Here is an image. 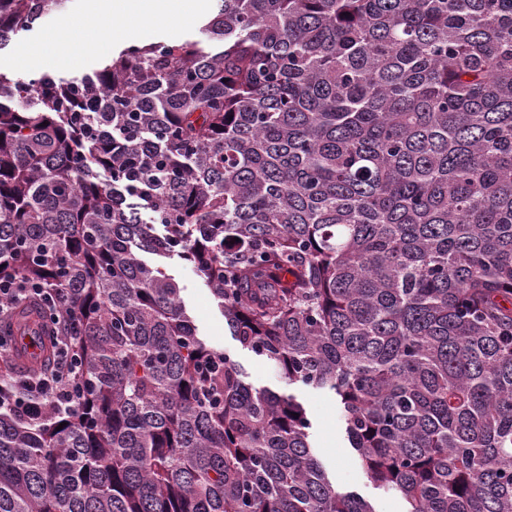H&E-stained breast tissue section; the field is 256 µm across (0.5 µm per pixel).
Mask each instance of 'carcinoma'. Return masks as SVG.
I'll use <instances>...</instances> for the list:
<instances>
[{"mask_svg": "<svg viewBox=\"0 0 512 512\" xmlns=\"http://www.w3.org/2000/svg\"><path fill=\"white\" fill-rule=\"evenodd\" d=\"M215 2L80 79L0 73V280L70 299L0 323L47 339L0 398L73 327L83 388L74 416L0 405V512H375L142 252L332 391L407 512H512V0ZM65 3L0 0V49Z\"/></svg>", "mask_w": 512, "mask_h": 512, "instance_id": "carcinoma-1", "label": "carcinoma"}]
</instances>
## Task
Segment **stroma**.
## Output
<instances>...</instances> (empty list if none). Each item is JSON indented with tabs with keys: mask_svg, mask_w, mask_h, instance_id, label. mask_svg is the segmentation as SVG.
Returning <instances> with one entry per match:
<instances>
[{
	"mask_svg": "<svg viewBox=\"0 0 512 512\" xmlns=\"http://www.w3.org/2000/svg\"><path fill=\"white\" fill-rule=\"evenodd\" d=\"M150 264H162L166 272L179 282L186 309L199 335L211 347L230 353L240 364L248 384L269 387L280 392H295L312 421L310 443L313 452L326 470L337 490L354 492L368 500L376 512H406L407 503L397 492L377 489L361 466L345 432L335 395L325 389H289L273 364L243 349L224 320V314L202 275L179 259L159 260L145 254Z\"/></svg>",
	"mask_w": 512,
	"mask_h": 512,
	"instance_id": "obj_1",
	"label": "stroma"
}]
</instances>
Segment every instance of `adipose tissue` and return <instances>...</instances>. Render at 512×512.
<instances>
[{
	"label": "adipose tissue",
	"instance_id": "1",
	"mask_svg": "<svg viewBox=\"0 0 512 512\" xmlns=\"http://www.w3.org/2000/svg\"><path fill=\"white\" fill-rule=\"evenodd\" d=\"M205 10V0H90L85 15L59 18L54 30L26 55L36 67L54 71L148 32L189 27ZM81 29L100 30L101 37L75 44L73 35Z\"/></svg>",
	"mask_w": 512,
	"mask_h": 512
}]
</instances>
